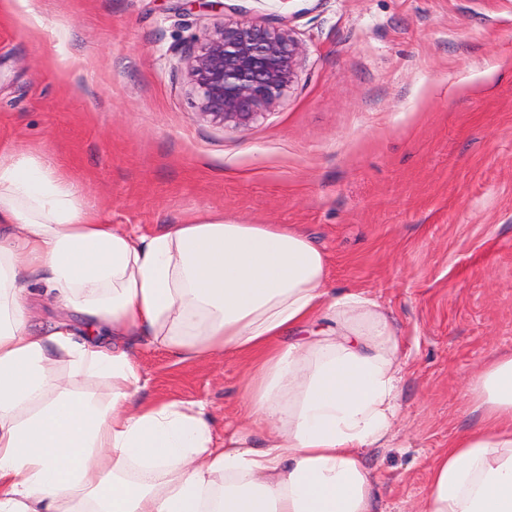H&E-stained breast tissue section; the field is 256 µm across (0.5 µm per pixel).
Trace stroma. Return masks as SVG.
<instances>
[{
	"mask_svg": "<svg viewBox=\"0 0 512 512\" xmlns=\"http://www.w3.org/2000/svg\"><path fill=\"white\" fill-rule=\"evenodd\" d=\"M283 17L304 50L283 99L242 128L203 119L196 37ZM0 143L143 233L209 210L306 234L398 330L397 436L364 462L376 512H420L429 462L479 419L471 380L512 351V0H15ZM136 359L147 396L220 425L242 407L244 360Z\"/></svg>",
	"mask_w": 512,
	"mask_h": 512,
	"instance_id": "obj_1",
	"label": "stroma"
}]
</instances>
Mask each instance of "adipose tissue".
<instances>
[{"instance_id":"adipose-tissue-1","label":"adipose tissue","mask_w":512,"mask_h":512,"mask_svg":"<svg viewBox=\"0 0 512 512\" xmlns=\"http://www.w3.org/2000/svg\"><path fill=\"white\" fill-rule=\"evenodd\" d=\"M38 274L69 311L41 333ZM329 282L294 227L120 228L1 148L0 512H374L362 454L395 439L401 341L366 291ZM142 344L245 360L247 414L219 437L206 404L143 396ZM94 379L105 394L79 391ZM471 392L479 421L433 459L423 512H512V353Z\"/></svg>"}]
</instances>
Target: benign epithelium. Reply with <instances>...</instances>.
Masks as SVG:
<instances>
[{
  "label": "benign epithelium",
  "mask_w": 512,
  "mask_h": 512,
  "mask_svg": "<svg viewBox=\"0 0 512 512\" xmlns=\"http://www.w3.org/2000/svg\"><path fill=\"white\" fill-rule=\"evenodd\" d=\"M303 54L295 30L283 20L224 23L196 39L187 59L203 118L244 127L285 96Z\"/></svg>",
  "instance_id": "7a95c632"
}]
</instances>
